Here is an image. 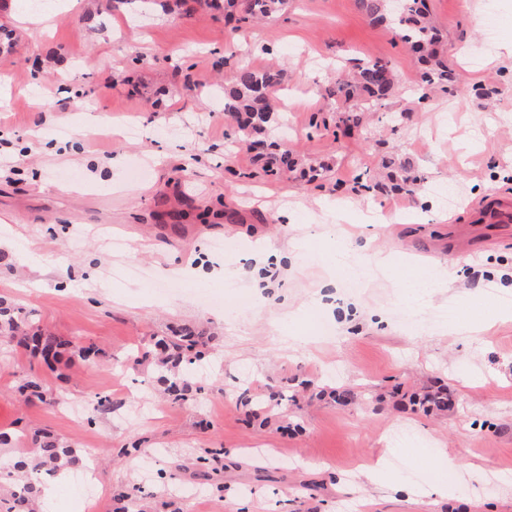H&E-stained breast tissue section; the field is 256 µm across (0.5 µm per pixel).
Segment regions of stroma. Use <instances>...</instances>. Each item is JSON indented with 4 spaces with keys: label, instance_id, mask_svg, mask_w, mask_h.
<instances>
[{
    "label": "stroma",
    "instance_id": "obj_1",
    "mask_svg": "<svg viewBox=\"0 0 512 512\" xmlns=\"http://www.w3.org/2000/svg\"><path fill=\"white\" fill-rule=\"evenodd\" d=\"M425 4L452 93L424 90L395 28L355 0H288L236 28L175 0L143 15L0 0L16 41L0 54V299L99 351L51 367L0 355V433L38 429L85 459L49 480L44 512H121L134 484L178 512H512V0ZM371 58L398 82L348 135L328 88ZM241 65L287 72L265 140L326 165L321 181L243 162L224 113ZM389 162L419 172L413 194L379 189ZM261 240L280 253L265 288ZM123 266L138 277L113 280ZM182 327L213 353L177 402L147 353ZM27 375L52 404L17 393ZM437 388L448 410L414 403ZM100 396L112 408L87 422ZM134 442L153 456L119 457ZM208 448L221 481L190 463ZM444 448L459 463L447 501L418 496ZM378 462L395 490L352 483Z\"/></svg>",
    "mask_w": 512,
    "mask_h": 512
}]
</instances>
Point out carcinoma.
Segmentation results:
<instances>
[{
    "label": "carcinoma",
    "mask_w": 512,
    "mask_h": 512,
    "mask_svg": "<svg viewBox=\"0 0 512 512\" xmlns=\"http://www.w3.org/2000/svg\"><path fill=\"white\" fill-rule=\"evenodd\" d=\"M204 5L213 12L224 13L227 21L248 22L270 18L281 11L285 0H179ZM359 8L376 21H390L400 40L425 66L422 82L429 87L453 88L458 77L440 57L443 36L430 20L424 0H357ZM285 73L280 69L237 68L224 88V111L250 117L251 126L262 129L270 124L275 109L272 99L282 87ZM395 74L390 62L381 58L369 59L354 75L336 73L335 90L338 97L351 99L355 94L367 96L365 102L387 99L393 90ZM389 188L408 190L418 181L414 169L401 167V172L387 175ZM0 344H15L41 357L55 361L73 341L43 331L35 324L32 311L0 300ZM156 362L154 379L165 386L176 401L186 398L189 391L190 366L202 360L208 352V341L195 331L182 328L170 336L152 338ZM21 393L28 400L47 402L42 383L25 379ZM10 439L0 434V512H41L39 483L30 476L43 473L51 477L68 469L76 461V450L66 442L38 433L32 436V447L19 454L6 449Z\"/></svg>",
    "instance_id": "carcinoma-1"
}]
</instances>
